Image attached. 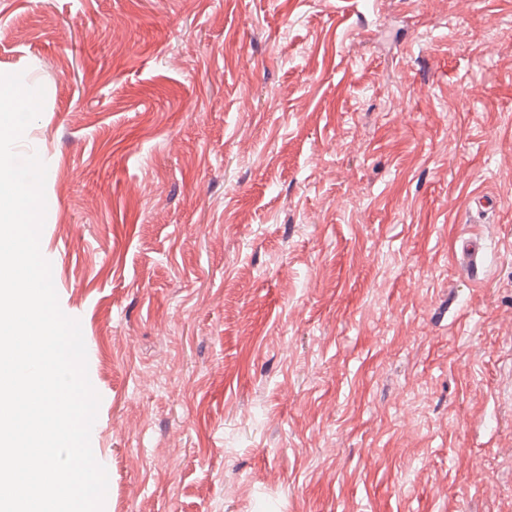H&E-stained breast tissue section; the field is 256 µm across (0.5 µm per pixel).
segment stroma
Wrapping results in <instances>:
<instances>
[{
  "instance_id": "stroma-1",
  "label": "stroma",
  "mask_w": 512,
  "mask_h": 512,
  "mask_svg": "<svg viewBox=\"0 0 512 512\" xmlns=\"http://www.w3.org/2000/svg\"><path fill=\"white\" fill-rule=\"evenodd\" d=\"M23 67L104 512H512V0H0ZM481 255L482 246L477 239L471 237L460 238L456 259L462 266V270L467 278L473 283H479L483 280Z\"/></svg>"
}]
</instances>
